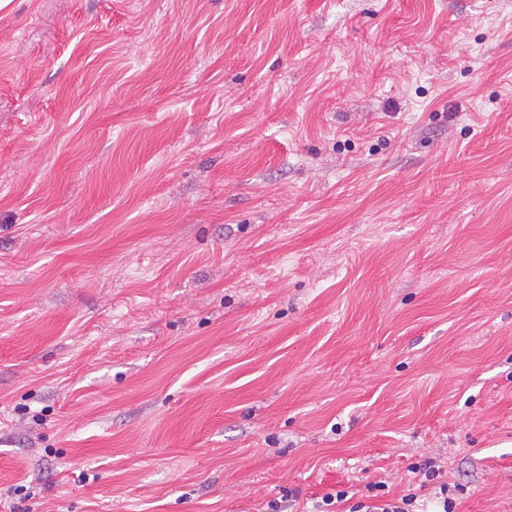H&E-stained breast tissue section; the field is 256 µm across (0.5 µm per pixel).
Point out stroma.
Segmentation results:
<instances>
[{"label": "stroma", "mask_w": 512, "mask_h": 512, "mask_svg": "<svg viewBox=\"0 0 512 512\" xmlns=\"http://www.w3.org/2000/svg\"><path fill=\"white\" fill-rule=\"evenodd\" d=\"M512 512V0H0V512ZM415 471L413 473H422L425 480L422 481L426 486L427 482L435 485V492L433 496L434 506L436 510H426L428 504H417L418 496L415 493L409 492L401 496L395 501H385L383 503H368L365 501H357L353 503L349 510H330L332 506L340 507L344 502H348L352 497L348 498L349 492L344 489L337 490L335 494L327 493L321 497V501H316L313 505L314 510L311 512H457L455 498L453 492L456 491L457 486L451 489L450 484L443 480V469L436 467L435 462L427 459L420 466L412 467ZM422 506V508H419Z\"/></svg>", "instance_id": "1"}]
</instances>
